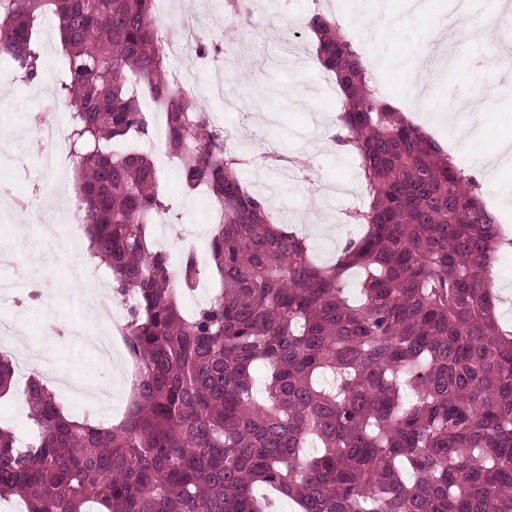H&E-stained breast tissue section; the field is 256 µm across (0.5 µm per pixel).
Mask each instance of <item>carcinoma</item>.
Wrapping results in <instances>:
<instances>
[{
    "label": "carcinoma",
    "instance_id": "cac0c4a2",
    "mask_svg": "<svg viewBox=\"0 0 512 512\" xmlns=\"http://www.w3.org/2000/svg\"><path fill=\"white\" fill-rule=\"evenodd\" d=\"M227 0L228 18L249 17ZM58 21L57 93L96 269L125 306L140 366L124 418L64 413L32 377L30 434L0 425V500L26 512H512V324L492 288L512 245L480 188L395 108L333 17L309 21L336 82L365 203L357 231L319 263L276 221L197 95L169 77L153 0H0V64L38 76L34 30ZM149 97L187 192L218 221L211 260L174 264L151 229L172 203L142 149ZM210 295L186 312L179 296ZM267 368L262 392L253 369ZM14 366L0 354V398Z\"/></svg>",
    "mask_w": 512,
    "mask_h": 512
}]
</instances>
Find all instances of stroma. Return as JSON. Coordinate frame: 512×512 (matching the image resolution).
<instances>
[{"mask_svg": "<svg viewBox=\"0 0 512 512\" xmlns=\"http://www.w3.org/2000/svg\"><path fill=\"white\" fill-rule=\"evenodd\" d=\"M248 7L252 16L261 17L263 29L246 23L228 27L225 0L154 2L162 22L197 18L207 43L218 46L214 64L202 65L188 56L173 65L175 84L199 92L222 84L223 95L210 108L230 151L244 160L241 178L268 197L287 227L331 225V233L308 239L317 260L328 262L349 233V212L360 203L359 160L330 144L338 127L336 86L320 78L308 22L315 13L330 12L363 61H376L372 73L378 97L419 125L424 113L409 104L400 59L433 48L448 17V0H428L420 13L409 12L404 0H334L330 6L325 0H250ZM499 57L480 44L457 49L432 96L467 102L475 97L478 82L512 86V70L501 69ZM56 69L57 58L50 54L43 57L41 76L28 84L19 82L10 68L0 69V156L22 149L31 153L39 145V138L20 135L19 129L54 97ZM262 85L277 89V97L260 94ZM431 136L454 152L464 174L478 181L483 200L493 205L499 192H512V168L489 181L468 154L455 152L452 131L435 130ZM144 148L166 172L164 190L175 207L173 216L157 221L155 241L175 256L189 246L205 255L213 222L209 197L186 193L161 140L150 138ZM35 175V170L18 166L0 169V186L7 190L0 209L8 215L7 225H0V243L15 249L14 265L0 264V278L26 271L39 279L41 294L35 303L22 290L0 297V320L11 321L17 332L10 353L22 362L33 349L52 360L54 372L45 381L68 414L89 412L103 421H120L131 388L94 350L92 339L103 329L87 311L86 290L72 275V261L36 262L16 248L21 238L37 240L41 222L63 221L64 208L75 203L73 172L61 176L65 195L60 199L35 194Z\"/></svg>", "mask_w": 512, "mask_h": 512, "instance_id": "1", "label": "stroma"}]
</instances>
